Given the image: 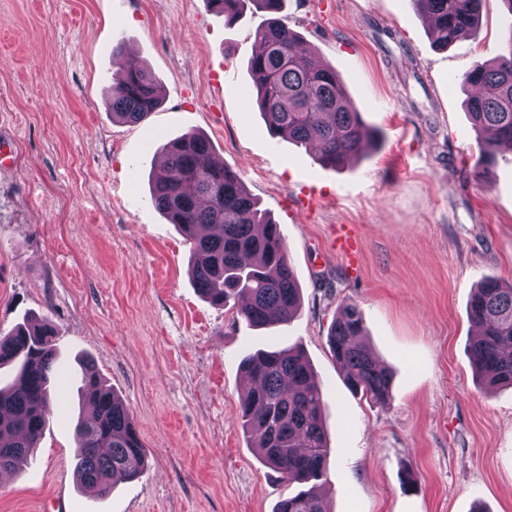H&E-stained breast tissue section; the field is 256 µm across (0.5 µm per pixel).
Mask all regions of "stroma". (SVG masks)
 Returning a JSON list of instances; mask_svg holds the SVG:
<instances>
[{"mask_svg":"<svg viewBox=\"0 0 512 512\" xmlns=\"http://www.w3.org/2000/svg\"><path fill=\"white\" fill-rule=\"evenodd\" d=\"M283 22L333 66L377 146L339 169L272 137L248 108L266 15L225 22L209 0H0V333L47 317L64 414L0 483V512H273V482L241 429L246 353L299 345L326 402L333 512H512V389L470 362L473 287L512 282V154L476 180L462 77L512 33L501 0L436 48L412 0H284ZM163 84L142 123L113 120L112 47ZM204 133L280 225L301 288L288 326L211 305L190 244L150 200L166 141ZM355 305L393 373L386 405L354 396L327 345ZM129 408L146 468L93 500L73 469L80 362ZM414 490L400 486L403 471Z\"/></svg>","mask_w":512,"mask_h":512,"instance_id":"obj_1","label":"stroma"}]
</instances>
